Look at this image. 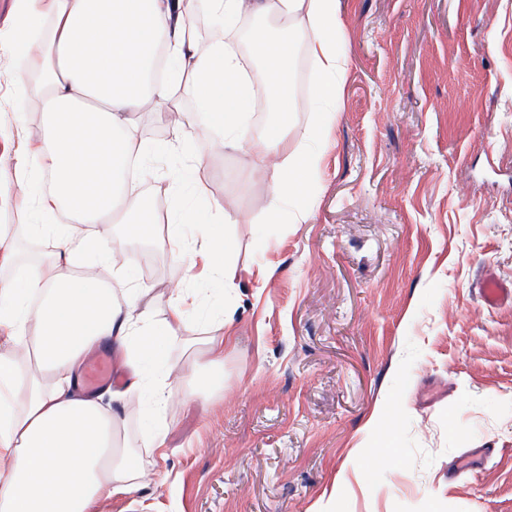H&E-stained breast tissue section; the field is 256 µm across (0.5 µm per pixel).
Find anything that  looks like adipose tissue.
<instances>
[{"label":"adipose tissue","mask_w":512,"mask_h":512,"mask_svg":"<svg viewBox=\"0 0 512 512\" xmlns=\"http://www.w3.org/2000/svg\"><path fill=\"white\" fill-rule=\"evenodd\" d=\"M201 3L228 23L271 10L306 17L318 113L308 146L290 154L281 147L294 110L292 40L262 32L251 37L249 49L262 62L279 116L262 135H252L246 126L252 84L235 46L220 40L205 53L193 52L186 19ZM14 14L6 49L39 59L43 125L41 143L19 149L14 175L22 186L52 178L51 191L36 199L39 223L24 225L23 235L51 240L53 248L41 263L19 264L14 232L0 225V269L13 271L0 282V512H94L104 495L136 492L143 477L112 403L148 389L159 403L176 394L187 401L209 394L224 348L235 341L228 328L191 342L190 354L208 356L207 372L187 376L170 368L150 379L146 363L161 361L166 338L202 317L204 305L196 294L177 291L168 318L153 323L149 286L131 283L119 301L96 273L101 264L132 268L131 249L78 231L79 225L111 220L128 200L135 213L122 217V240L155 229L153 196L130 199L124 174L145 152L130 113L164 105L173 93L172 80L149 78L157 47L170 50L179 74L188 75L207 128L221 134L225 146L248 150L257 168L269 173L272 211L291 200L301 217L349 59L338 0H14ZM59 209L66 216L62 224L52 221ZM237 221L236 214L219 211L202 235L204 268L227 288L238 278L227 233ZM106 339L128 370L125 383L106 397L85 396L80 369Z\"/></svg>","instance_id":"1"}]
</instances>
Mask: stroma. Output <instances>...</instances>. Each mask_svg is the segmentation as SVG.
<instances>
[{
  "mask_svg": "<svg viewBox=\"0 0 512 512\" xmlns=\"http://www.w3.org/2000/svg\"><path fill=\"white\" fill-rule=\"evenodd\" d=\"M349 66L315 196L298 224L271 223L272 185L252 158L197 137L188 80L171 103L200 164L173 150L163 113H133L140 140L164 146L154 178L158 241L143 281L153 319L173 288L213 312L167 341L182 366L191 337L229 321L224 387L187 404L116 403L145 478L98 512H512V302L487 305L484 273L512 284V0H339ZM275 13H210L198 51L262 27H306ZM296 110L282 143L314 122L315 64L294 44ZM0 56V224L35 212L13 174L14 80ZM194 167V186L166 173ZM198 222L239 215L238 286L191 279L165 241L178 202ZM381 419L367 422L373 411ZM165 445L151 447L155 432Z\"/></svg>",
  "mask_w": 512,
  "mask_h": 512,
  "instance_id": "stroma-1",
  "label": "stroma"
}]
</instances>
